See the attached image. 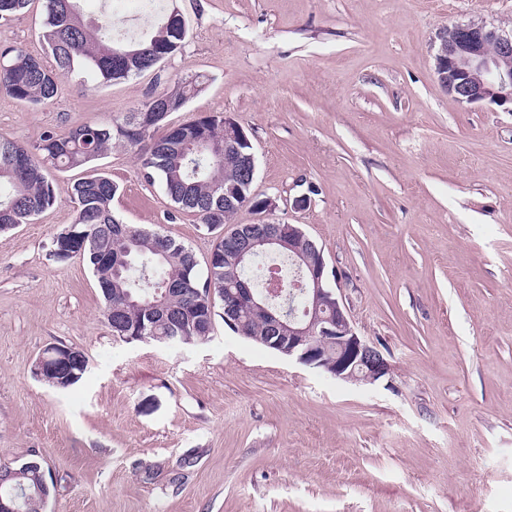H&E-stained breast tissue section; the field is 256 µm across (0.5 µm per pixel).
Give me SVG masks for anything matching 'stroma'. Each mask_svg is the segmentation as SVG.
<instances>
[{"mask_svg":"<svg viewBox=\"0 0 512 512\" xmlns=\"http://www.w3.org/2000/svg\"><path fill=\"white\" fill-rule=\"evenodd\" d=\"M188 35L160 68L97 85L61 77L33 108L0 91V136L122 122L189 76L168 124L235 115L256 156L240 224H299L322 247L359 336L391 365L375 383L304 366L233 333L170 347L113 335L81 257L57 260L75 169L57 202L0 233V463H42L46 512H512V112L458 105L429 43L512 0H176ZM140 0H81L153 31ZM43 0L0 20V50L43 57ZM95 169L124 223L158 229L206 265L223 229L175 210L134 149ZM309 195L296 209L293 201ZM88 368L38 379L53 345ZM54 354L55 355L52 360H55V368L59 369L68 378H63V376L58 374L54 369L46 368V362L48 359L42 357H40L35 364L34 370L36 376H43V380L60 389H66L78 383L83 378L88 367V359L86 355L83 353L82 356L81 351L73 347H60V349L54 350ZM82 358L84 360L80 362ZM77 362H80L79 365L72 367L74 375H70V366ZM68 382L70 383L69 385L67 384Z\"/></svg>","mask_w":512,"mask_h":512,"instance_id":"obj_1","label":"stroma"}]
</instances>
